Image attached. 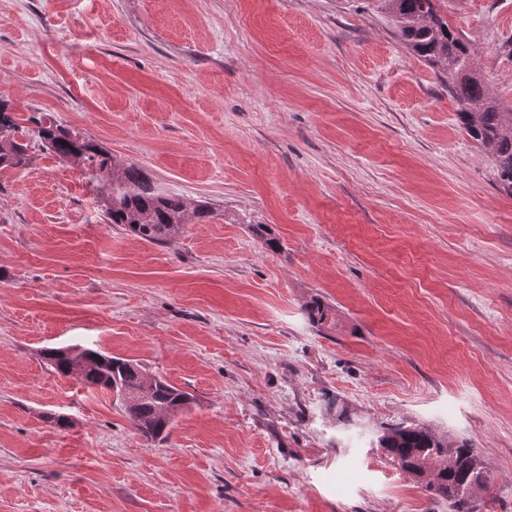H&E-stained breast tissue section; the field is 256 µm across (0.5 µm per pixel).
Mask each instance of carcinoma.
Returning <instances> with one entry per match:
<instances>
[{"instance_id":"1","label":"carcinoma","mask_w":512,"mask_h":512,"mask_svg":"<svg viewBox=\"0 0 512 512\" xmlns=\"http://www.w3.org/2000/svg\"><path fill=\"white\" fill-rule=\"evenodd\" d=\"M439 0H374L377 11L393 24L395 35L415 56L448 76V93L458 104L461 128L476 143L491 150L503 190L512 194V112L491 96L477 72L467 44L456 35L437 7ZM25 126L9 104L0 102V168L28 165L30 142L62 162L73 163L97 185L108 224H120L130 235L153 244H167L186 224L202 223L211 215L205 204L193 205L179 194L159 190L148 173L133 163L119 166L92 138L80 137L48 114L31 116ZM308 320L321 328L335 325L332 308L313 298L305 305ZM84 384L116 391L129 420L150 440H164L173 419L186 411L193 396L160 377H149L137 362L83 349ZM43 358L59 374L69 376L68 358L50 348ZM151 390L142 393L147 379ZM379 447L405 473L428 477L427 489L448 501L451 512H476V493L488 486V472L478 449L452 442L424 427L394 425L378 439Z\"/></svg>"}]
</instances>
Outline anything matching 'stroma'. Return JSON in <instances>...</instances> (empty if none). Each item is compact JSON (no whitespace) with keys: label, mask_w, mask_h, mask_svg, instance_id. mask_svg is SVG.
Listing matches in <instances>:
<instances>
[{"label":"stroma","mask_w":512,"mask_h":512,"mask_svg":"<svg viewBox=\"0 0 512 512\" xmlns=\"http://www.w3.org/2000/svg\"><path fill=\"white\" fill-rule=\"evenodd\" d=\"M438 8L512 111V0ZM0 97L212 210L156 245L39 147L0 171V512H450L398 423L475 443L512 512V196L371 0H0ZM67 346L195 402L147 440ZM305 312L309 322L319 328L328 324L330 326L335 325L331 306L320 298H312L311 301L307 302Z\"/></svg>","instance_id":"stroma-1"}]
</instances>
